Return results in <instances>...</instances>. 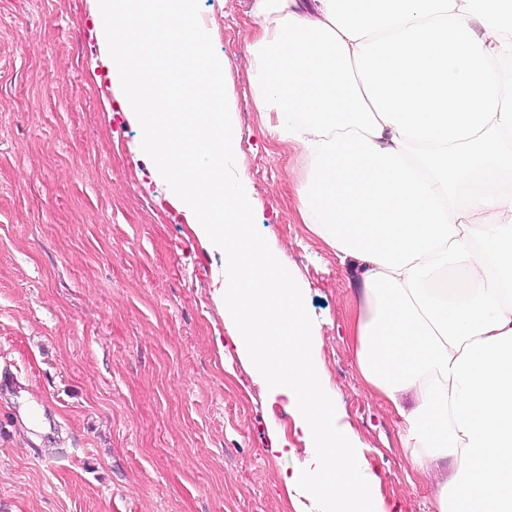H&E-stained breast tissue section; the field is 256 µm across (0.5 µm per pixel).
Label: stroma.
Here are the masks:
<instances>
[{
    "instance_id": "obj_1",
    "label": "stroma",
    "mask_w": 512,
    "mask_h": 512,
    "mask_svg": "<svg viewBox=\"0 0 512 512\" xmlns=\"http://www.w3.org/2000/svg\"><path fill=\"white\" fill-rule=\"evenodd\" d=\"M253 0H200L224 63L235 170L300 286L337 425L388 512H434L451 467L414 470L360 375L358 274L311 225L308 162L252 99ZM92 0H0V512H319L286 490L310 450L294 407L235 346L224 252L187 223L105 96ZM290 452L271 455L277 442Z\"/></svg>"
}]
</instances>
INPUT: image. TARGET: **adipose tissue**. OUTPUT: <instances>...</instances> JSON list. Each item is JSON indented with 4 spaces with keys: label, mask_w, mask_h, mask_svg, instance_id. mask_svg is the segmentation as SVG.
<instances>
[{
    "label": "adipose tissue",
    "mask_w": 512,
    "mask_h": 512,
    "mask_svg": "<svg viewBox=\"0 0 512 512\" xmlns=\"http://www.w3.org/2000/svg\"><path fill=\"white\" fill-rule=\"evenodd\" d=\"M258 111L358 270L359 371L436 512H512V0H255Z\"/></svg>",
    "instance_id": "ef3b65f1"
}]
</instances>
